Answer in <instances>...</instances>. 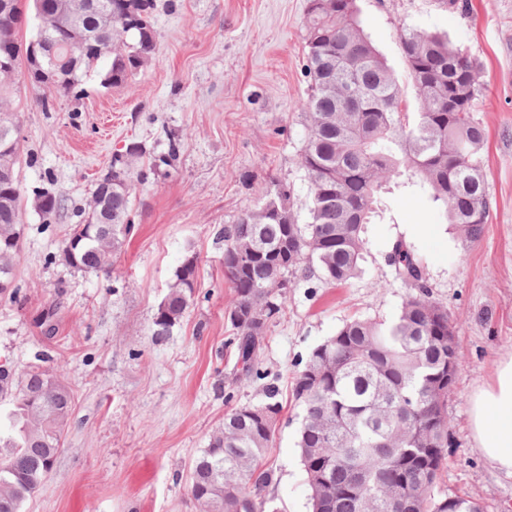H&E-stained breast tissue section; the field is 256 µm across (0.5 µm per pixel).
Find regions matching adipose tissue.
<instances>
[{
  "label": "adipose tissue",
  "mask_w": 512,
  "mask_h": 512,
  "mask_svg": "<svg viewBox=\"0 0 512 512\" xmlns=\"http://www.w3.org/2000/svg\"><path fill=\"white\" fill-rule=\"evenodd\" d=\"M471 423L479 453L496 470L512 475V358L499 363L493 386L473 396Z\"/></svg>",
  "instance_id": "1"
}]
</instances>
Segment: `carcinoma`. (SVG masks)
Returning <instances> with one entry per match:
<instances>
[{
  "label": "carcinoma",
  "mask_w": 512,
  "mask_h": 512,
  "mask_svg": "<svg viewBox=\"0 0 512 512\" xmlns=\"http://www.w3.org/2000/svg\"><path fill=\"white\" fill-rule=\"evenodd\" d=\"M43 15L58 54L49 84L31 70L27 44L17 38L23 0L0 10V64L25 68L36 102L45 111L99 72L104 88L127 84L156 54V0H90L93 8L73 27L62 0H30ZM302 104L306 136L300 167L308 183L305 222L291 201V188L276 184L262 204L224 227V279L233 290L229 339L234 379L247 382L258 369L264 335L281 312L294 272L308 264L321 278L342 284L360 272L365 226L378 217L377 196L403 186L407 173L454 226L462 246L478 241L490 217L480 160L486 133L474 118L482 93L479 68L470 56L437 33L405 30L401 46L419 101L403 105L394 73L360 25L356 0H308ZM112 40L101 55L94 46ZM19 123L0 116V150L17 153ZM172 139L147 168L134 169L141 146L114 157L105 179L128 192L107 198L112 236H97L99 220L83 219L64 240L68 265L110 273L134 228L135 185L180 152ZM61 200L38 195L36 208L51 215ZM19 182L0 181V265L15 267L21 255ZM399 279L416 289L386 324L355 318L310 353L293 377L292 395L303 409L298 447L305 474L314 465L323 483L306 480L312 512H483L467 495L441 497L438 480L448 459V359L462 365L456 324L448 308L430 295L420 261L396 243L389 255ZM198 263L184 258L169 286L165 310L157 311L153 336L162 339L190 306ZM0 395L11 397L16 424L0 433V512H21L44 484L62 446L73 395L56 374L34 365L18 373L0 364ZM270 383L265 400L232 409L224 426L195 459L190 493L200 512H263L262 492L275 480L266 465L282 406ZM365 473L361 495L353 476Z\"/></svg>",
  "instance_id": "1"
}]
</instances>
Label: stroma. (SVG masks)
<instances>
[{"instance_id":"1","label":"stroma","mask_w":512,"mask_h":512,"mask_svg":"<svg viewBox=\"0 0 512 512\" xmlns=\"http://www.w3.org/2000/svg\"><path fill=\"white\" fill-rule=\"evenodd\" d=\"M360 24L397 77L409 111L418 103L399 40L410 25L448 34L480 67L474 117L486 130L482 164L491 210L483 237L462 246L428 192L389 195L368 225L360 273L342 286L300 272L265 333L266 380L237 383L226 343L232 290L224 280L225 225L257 207L273 185L290 186L299 215L308 187L300 168L299 109L306 0H160L156 56L127 85L84 79L85 96L46 112L24 74L0 104L21 125L19 180L24 245L16 300L0 299V363L61 375L73 394L52 474L22 512H198L188 474L227 411L263 401L271 382L283 409L265 493L279 512H311L297 447L301 410L294 374L309 353L352 317L386 322L408 287L389 254L396 242L421 260L426 284L456 323L460 367L448 399L451 446L437 492L468 494L484 512H512V476L475 447L469 402L512 356V0H356ZM181 149L172 165L137 184L134 230L111 274L60 259L95 182L130 142L148 155ZM61 210L42 216L41 192ZM198 257L194 299L169 336L152 323L186 254Z\"/></svg>"}]
</instances>
